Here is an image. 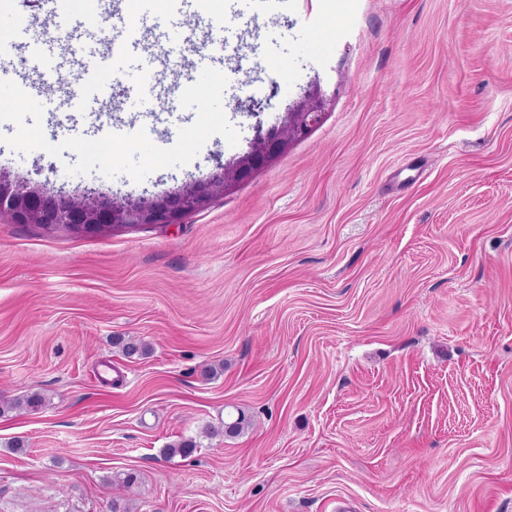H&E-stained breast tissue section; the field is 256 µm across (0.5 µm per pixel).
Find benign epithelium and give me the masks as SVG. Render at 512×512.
<instances>
[{
  "mask_svg": "<svg viewBox=\"0 0 512 512\" xmlns=\"http://www.w3.org/2000/svg\"><path fill=\"white\" fill-rule=\"evenodd\" d=\"M334 96L314 77L289 105L279 126L257 131L249 150L224 164L221 172L204 182L186 185L152 200H118L89 190L76 196H53L28 179L0 177V215L18 224L66 225L94 234L116 224H176L205 207L213 198L252 178L288 151L297 140L318 126Z\"/></svg>",
  "mask_w": 512,
  "mask_h": 512,
  "instance_id": "obj_1",
  "label": "benign epithelium"
}]
</instances>
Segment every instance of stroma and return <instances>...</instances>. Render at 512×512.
I'll return each instance as SVG.
<instances>
[{
	"instance_id": "35a3bbf8",
	"label": "stroma",
	"mask_w": 512,
	"mask_h": 512,
	"mask_svg": "<svg viewBox=\"0 0 512 512\" xmlns=\"http://www.w3.org/2000/svg\"><path fill=\"white\" fill-rule=\"evenodd\" d=\"M339 6L154 16L189 59L226 14L245 45L222 67L239 141L213 136L187 166L70 176L73 152L0 143V170L48 191L152 199L246 151L311 78L336 93L307 137L180 223L81 235L0 216V400L46 397L0 416V512H512V0ZM45 17L0 0L9 41L66 52ZM250 84L257 118L235 107ZM182 91L164 73L156 145L177 140ZM84 126L64 105L42 115L53 144ZM237 407L247 432L203 437ZM189 436L193 456H163ZM123 471L137 488L112 485Z\"/></svg>"
}]
</instances>
